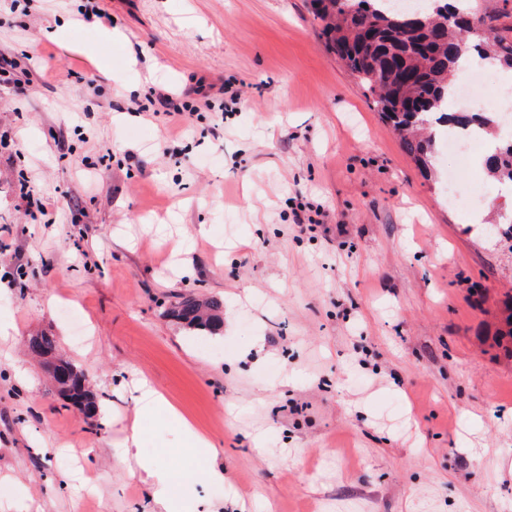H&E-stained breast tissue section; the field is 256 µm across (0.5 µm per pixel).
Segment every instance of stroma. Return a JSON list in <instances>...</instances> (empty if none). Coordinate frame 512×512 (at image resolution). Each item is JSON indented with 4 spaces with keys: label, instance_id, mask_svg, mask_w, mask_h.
I'll list each match as a JSON object with an SVG mask.
<instances>
[{
    "label": "stroma",
    "instance_id": "stroma-1",
    "mask_svg": "<svg viewBox=\"0 0 512 512\" xmlns=\"http://www.w3.org/2000/svg\"><path fill=\"white\" fill-rule=\"evenodd\" d=\"M84 2L0 0L25 84L0 91V512H149L114 465L140 379L224 463L209 482L177 425L141 420L189 507L512 512V242L488 226L512 196L474 166L477 206L448 203L456 159L416 166L310 0H95L96 41ZM188 88L181 127L133 109ZM189 294L223 301L219 334L169 316ZM40 332L110 416L57 394Z\"/></svg>",
    "mask_w": 512,
    "mask_h": 512
}]
</instances>
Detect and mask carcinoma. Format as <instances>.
Wrapping results in <instances>:
<instances>
[{
    "instance_id": "1",
    "label": "carcinoma",
    "mask_w": 512,
    "mask_h": 512,
    "mask_svg": "<svg viewBox=\"0 0 512 512\" xmlns=\"http://www.w3.org/2000/svg\"><path fill=\"white\" fill-rule=\"evenodd\" d=\"M310 4L322 22L328 50L345 63L418 165L426 168L431 163L436 127L475 129L494 137L493 147L481 157L482 168L499 184L512 186V137L502 136L498 113L481 108L440 111L447 105L448 83L466 57L473 54L482 63L512 70V24L501 22L512 14L474 9L469 0H421L424 23L404 33L389 0ZM222 308L217 298L199 302L184 296L168 313L189 327L215 333L223 324ZM28 350L49 356L56 350L54 337L33 336ZM70 369V384L59 388L60 396L92 417L98 409L95 393L80 370L73 365Z\"/></svg>"
}]
</instances>
